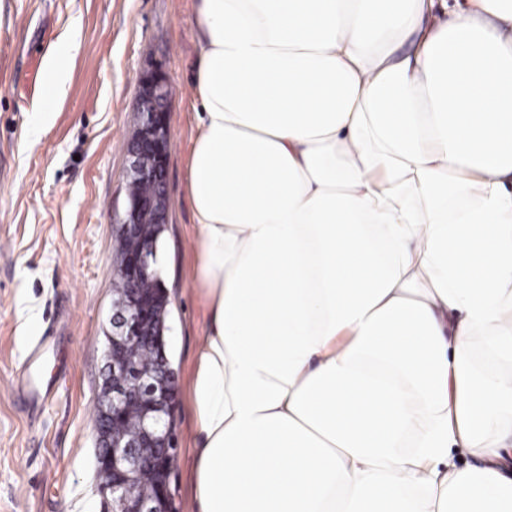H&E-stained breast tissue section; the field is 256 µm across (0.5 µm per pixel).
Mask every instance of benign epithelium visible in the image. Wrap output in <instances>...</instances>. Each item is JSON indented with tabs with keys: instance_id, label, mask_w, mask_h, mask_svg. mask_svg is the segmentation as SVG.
I'll return each mask as SVG.
<instances>
[{
	"instance_id": "7a95c632",
	"label": "benign epithelium",
	"mask_w": 512,
	"mask_h": 512,
	"mask_svg": "<svg viewBox=\"0 0 512 512\" xmlns=\"http://www.w3.org/2000/svg\"><path fill=\"white\" fill-rule=\"evenodd\" d=\"M172 90L162 68L146 72L140 81L137 124L140 137L128 148L126 179L152 181L157 193L149 199L127 198L116 216L119 232L129 246L118 255L127 281L126 293L113 302L111 331L105 353V389L99 406L105 421L116 419L130 401L142 407V427L134 440L96 430L98 462L110 479L100 484L112 512H173L170 494L173 460L169 420L177 404L175 373L165 354L169 327L155 323L157 311L170 303L157 266L158 239L147 236L145 224L168 223L169 112ZM157 284L151 292L145 281ZM149 342L158 351L155 367L140 369L129 356L132 345ZM150 469L157 480L150 491L138 485L139 473Z\"/></svg>"
}]
</instances>
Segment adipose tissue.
<instances>
[{
	"label": "adipose tissue",
	"instance_id": "adipose-tissue-1",
	"mask_svg": "<svg viewBox=\"0 0 512 512\" xmlns=\"http://www.w3.org/2000/svg\"><path fill=\"white\" fill-rule=\"evenodd\" d=\"M195 25L196 512H512V0Z\"/></svg>",
	"mask_w": 512,
	"mask_h": 512
}]
</instances>
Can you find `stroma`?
Returning <instances> with one entry per match:
<instances>
[{"label":"stroma","mask_w":512,"mask_h":512,"mask_svg":"<svg viewBox=\"0 0 512 512\" xmlns=\"http://www.w3.org/2000/svg\"><path fill=\"white\" fill-rule=\"evenodd\" d=\"M197 0H0V512H103L93 412L103 381L139 80L172 87L169 222L158 260L170 294L174 512H193L187 387L204 336L193 283L187 159ZM69 49L52 121L33 134L45 60ZM50 387L46 401L19 387Z\"/></svg>","instance_id":"stroma-1"}]
</instances>
